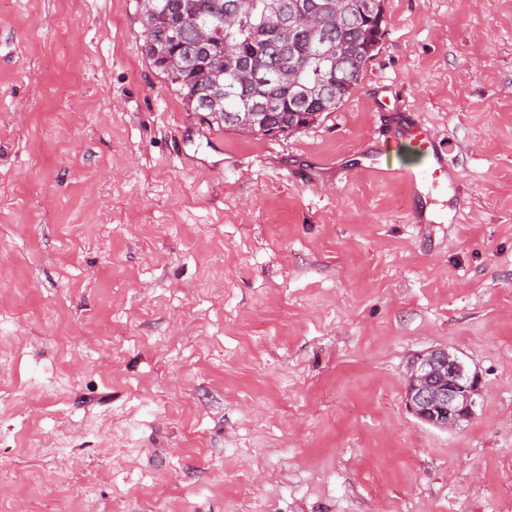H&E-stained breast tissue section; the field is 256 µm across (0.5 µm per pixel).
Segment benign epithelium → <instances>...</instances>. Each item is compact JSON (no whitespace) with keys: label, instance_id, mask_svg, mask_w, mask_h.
<instances>
[{"label":"benign epithelium","instance_id":"1","mask_svg":"<svg viewBox=\"0 0 512 512\" xmlns=\"http://www.w3.org/2000/svg\"><path fill=\"white\" fill-rule=\"evenodd\" d=\"M480 377L447 348H434L411 360L405 381L408 409L420 421L448 430L475 414Z\"/></svg>","mask_w":512,"mask_h":512}]
</instances>
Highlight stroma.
<instances>
[{"label": "stroma", "mask_w": 512, "mask_h": 512, "mask_svg": "<svg viewBox=\"0 0 512 512\" xmlns=\"http://www.w3.org/2000/svg\"><path fill=\"white\" fill-rule=\"evenodd\" d=\"M384 29L259 136L187 109L138 0H0V512H512V0ZM397 106L461 221L362 171ZM434 346L481 378L448 431L404 398Z\"/></svg>", "instance_id": "obj_1"}]
</instances>
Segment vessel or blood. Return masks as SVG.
<instances>
[{
    "instance_id": "obj_1",
    "label": "vessel or blood",
    "mask_w": 512,
    "mask_h": 512,
    "mask_svg": "<svg viewBox=\"0 0 512 512\" xmlns=\"http://www.w3.org/2000/svg\"><path fill=\"white\" fill-rule=\"evenodd\" d=\"M405 141L412 145L425 159L422 168H392L385 158L393 143ZM364 168L369 173L385 181L401 183L414 195L420 192H433L447 188L452 181V167L437 136L425 125L414 120L402 121L393 131L377 142L375 147L364 155Z\"/></svg>"
}]
</instances>
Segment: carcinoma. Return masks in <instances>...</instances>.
I'll return each instance as SVG.
<instances>
[{
    "label": "carcinoma",
    "mask_w": 512,
    "mask_h": 512,
    "mask_svg": "<svg viewBox=\"0 0 512 512\" xmlns=\"http://www.w3.org/2000/svg\"><path fill=\"white\" fill-rule=\"evenodd\" d=\"M288 10L331 4L316 32L298 24L287 30L284 20L266 11L265 0H145L140 4L144 30L172 28L182 16H194L178 28L176 44L162 61L150 45L148 59L175 87L188 108L206 112L226 128L253 130L257 114L270 113L275 122L293 131L307 126L308 113L333 112L346 101L373 57L372 46L383 35L384 0H284ZM217 30L215 41L198 63L213 78L235 86V94L214 104L204 100L184 56L198 43L195 23ZM336 56L323 58L324 48ZM297 68L311 90L304 104L282 84V75Z\"/></svg>",
    "instance_id": "1"
}]
</instances>
